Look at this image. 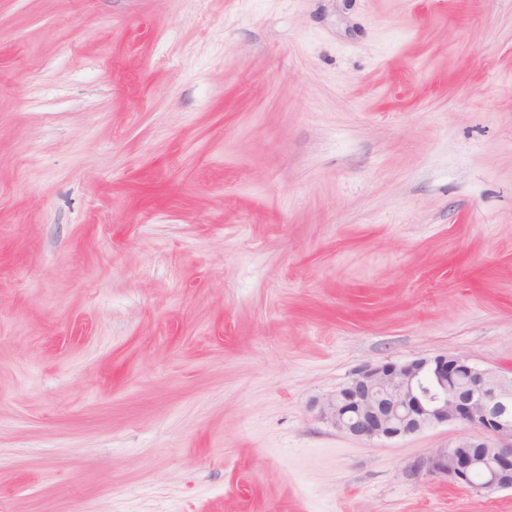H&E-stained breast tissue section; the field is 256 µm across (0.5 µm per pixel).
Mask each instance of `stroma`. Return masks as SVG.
<instances>
[{
    "label": "stroma",
    "mask_w": 512,
    "mask_h": 512,
    "mask_svg": "<svg viewBox=\"0 0 512 512\" xmlns=\"http://www.w3.org/2000/svg\"><path fill=\"white\" fill-rule=\"evenodd\" d=\"M512 374V0H0V512H512L313 407Z\"/></svg>",
    "instance_id": "1"
}]
</instances>
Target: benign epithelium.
Returning <instances> with one entry per match:
<instances>
[{
	"label": "benign epithelium",
	"instance_id": "obj_1",
	"mask_svg": "<svg viewBox=\"0 0 512 512\" xmlns=\"http://www.w3.org/2000/svg\"><path fill=\"white\" fill-rule=\"evenodd\" d=\"M322 421L361 440H393L448 423L475 431L419 468L476 494L512 489V379L439 354L366 366L318 402Z\"/></svg>",
	"mask_w": 512,
	"mask_h": 512
}]
</instances>
